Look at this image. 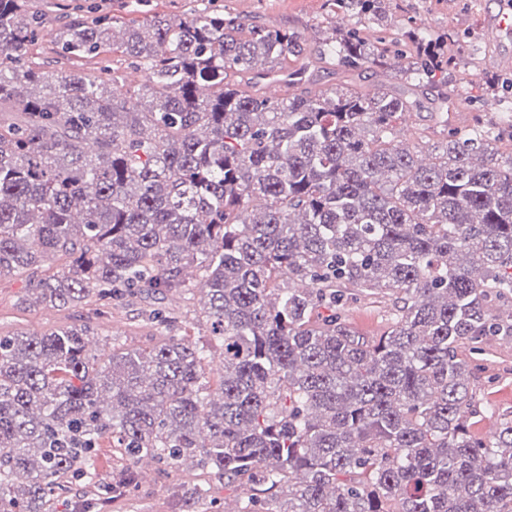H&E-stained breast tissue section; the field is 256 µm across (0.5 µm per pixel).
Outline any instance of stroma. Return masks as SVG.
I'll return each instance as SVG.
<instances>
[{
	"label": "stroma",
	"instance_id": "1",
	"mask_svg": "<svg viewBox=\"0 0 512 512\" xmlns=\"http://www.w3.org/2000/svg\"><path fill=\"white\" fill-rule=\"evenodd\" d=\"M41 14L42 33L31 47V55L51 73L80 71L90 75L116 76L119 94L134 96L147 82L145 71L134 69L121 54L103 50L98 55L75 61L58 48L64 27L89 23L103 17L142 22L155 16L178 20L205 10L214 14L238 17L249 23L280 28L299 35L308 49H318L331 37L333 29H359L389 55L401 50L402 32L417 29L432 35L453 32L454 64L450 82H439L430 91L422 107L395 124V132L411 150L420 155L432 152L446 134L463 132L473 124L502 123L503 112L512 101V71L500 68L498 54L512 53V33L490 40L486 30L490 20L507 0H385L384 20L379 25H364L354 15H331L326 0H29ZM453 94L447 123L438 119L442 90ZM26 274L0 281V332L42 334L70 324L93 321L95 333L88 345L90 354L107 357L112 349L144 347L171 335L190 334L192 340L205 341L207 328L198 321L201 291L168 296L152 295L135 300L112 313L90 318L81 308H53L27 300L24 291ZM396 296H361L347 303L343 318L356 334L375 338L392 325ZM163 306L176 316L174 328L157 331L141 322L144 309ZM459 355L471 368L470 394L476 407H491L495 416L474 417L471 431L486 438L503 420L512 419V344L488 337L480 349L460 348ZM205 484L207 495L197 498L189 490ZM244 496L228 491L217 476L199 469L192 460L179 467L154 465L140 470L139 486L115 500H102L84 478H72L68 492L55 499L54 512H237Z\"/></svg>",
	"mask_w": 512,
	"mask_h": 512
}]
</instances>
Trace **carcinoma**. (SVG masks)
<instances>
[{
  "label": "carcinoma",
  "instance_id": "carcinoma-1",
  "mask_svg": "<svg viewBox=\"0 0 512 512\" xmlns=\"http://www.w3.org/2000/svg\"><path fill=\"white\" fill-rule=\"evenodd\" d=\"M41 25L0 0V280L27 269L35 302L104 314L192 291L194 268L214 346L185 334L98 359L88 324L0 333V512H49L106 439L128 464L106 494L134 488L148 456L196 460L247 512H512V420L470 434L456 353L512 336L491 306L512 296V152L480 123L425 163L394 137L451 36L407 35L410 96L296 71L272 100L260 80L309 54L286 30L209 13L69 26L67 55L110 46L149 72L134 106L113 78L36 66ZM314 63L381 71L387 56L347 31ZM56 259L64 271L44 270ZM284 272L309 287H279ZM351 288L400 295L372 343L342 321ZM214 347L224 371L205 395Z\"/></svg>",
  "mask_w": 512,
  "mask_h": 512
}]
</instances>
